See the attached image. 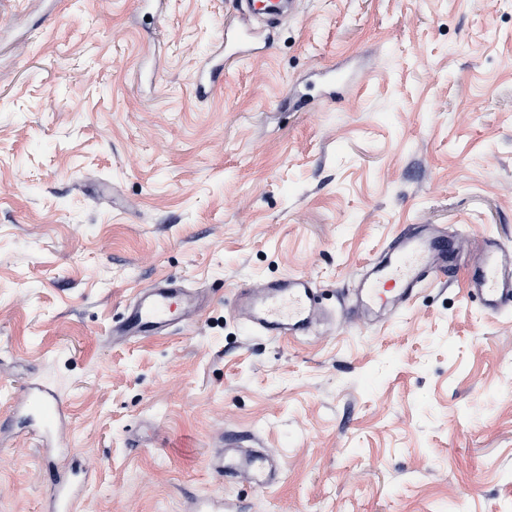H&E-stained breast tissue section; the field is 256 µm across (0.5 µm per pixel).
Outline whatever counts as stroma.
Masks as SVG:
<instances>
[{
	"instance_id": "obj_1",
	"label": "stroma",
	"mask_w": 512,
	"mask_h": 512,
	"mask_svg": "<svg viewBox=\"0 0 512 512\" xmlns=\"http://www.w3.org/2000/svg\"><path fill=\"white\" fill-rule=\"evenodd\" d=\"M233 0H0V418L67 405L78 512H512V312L465 284L370 320L354 281L404 226L512 248V0H305L197 99ZM310 277L328 320L267 336L243 289ZM205 309L113 342L139 289ZM265 449L278 477L209 466ZM49 461L0 439V512Z\"/></svg>"
}]
</instances>
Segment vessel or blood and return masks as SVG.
Here are the masks:
<instances>
[{
	"label": "vessel or blood",
	"instance_id": "obj_1",
	"mask_svg": "<svg viewBox=\"0 0 512 512\" xmlns=\"http://www.w3.org/2000/svg\"><path fill=\"white\" fill-rule=\"evenodd\" d=\"M279 0H235L238 27L226 29L219 50L193 79V92L205 99L224 77L228 61L237 59L255 29L272 26L280 17ZM458 259L447 235L423 226L405 227L391 242L384 257L362 273L357 293L366 309L375 306L400 308L410 303L416 290L441 275H454ZM468 289L487 312L512 311V248L486 239L481 251L466 267ZM238 301L252 329L271 336H305L318 318L315 288L303 275H290L266 285L263 294L243 290ZM199 297L181 285L166 282L141 289L129 304L120 327L112 332L125 341L147 333L161 334L175 321L190 320L199 310ZM17 407L37 420L43 431L34 435L35 447L59 448L68 440L64 420L66 405L54 392L27 384L15 401ZM210 466L217 473L249 470L257 486L275 480L273 464L262 452L240 453L222 449ZM78 468L58 477L50 490L49 512H76L80 501Z\"/></svg>",
	"mask_w": 512,
	"mask_h": 512
}]
</instances>
